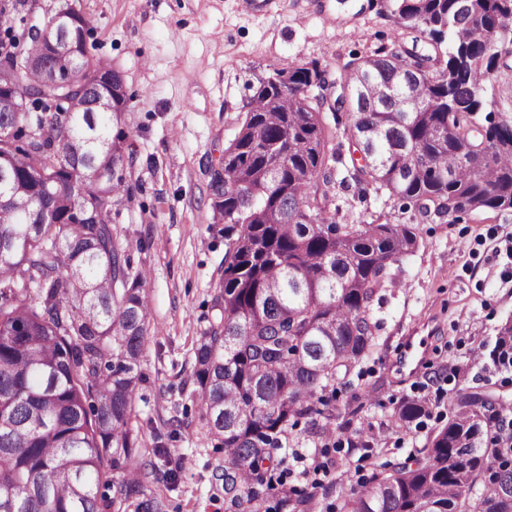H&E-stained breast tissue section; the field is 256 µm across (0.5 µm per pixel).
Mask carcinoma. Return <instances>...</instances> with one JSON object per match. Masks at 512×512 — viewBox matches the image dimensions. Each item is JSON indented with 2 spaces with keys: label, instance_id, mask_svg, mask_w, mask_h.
I'll use <instances>...</instances> for the list:
<instances>
[{
  "label": "carcinoma",
  "instance_id": "cac0c4a2",
  "mask_svg": "<svg viewBox=\"0 0 512 512\" xmlns=\"http://www.w3.org/2000/svg\"><path fill=\"white\" fill-rule=\"evenodd\" d=\"M396 23L430 38L433 53L376 52L353 64L347 99L360 154L353 178L386 188L420 213L512 209V121L486 129L483 165L462 159L470 125L512 34V0H391ZM27 0H0V59L39 55L24 21ZM40 28L72 55L55 83L38 71L0 77V95L22 93L39 112H0V512H109L144 493L121 472L136 441L129 428L150 329L147 277L112 236L122 203L124 118L66 112L112 68L90 55L87 21ZM324 82L316 63L291 62L259 81L246 118L209 171L224 216V268L192 376L202 418L224 448V495L259 512L298 419L329 435L326 393L373 346L372 306L390 268L417 246L410 224H338L328 216L332 163L321 113L309 94ZM112 167L108 194L92 175ZM512 368V322L490 351ZM507 404L459 393L448 424L423 457L384 463L344 512H512V421ZM429 414L403 399L397 427Z\"/></svg>",
  "mask_w": 512,
  "mask_h": 512
}]
</instances>
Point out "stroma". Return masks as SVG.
I'll return each mask as SVG.
<instances>
[{"instance_id": "obj_1", "label": "stroma", "mask_w": 512, "mask_h": 512, "mask_svg": "<svg viewBox=\"0 0 512 512\" xmlns=\"http://www.w3.org/2000/svg\"><path fill=\"white\" fill-rule=\"evenodd\" d=\"M90 22L88 47L122 75L124 176L128 194L112 233L132 267L147 272L151 310L131 428L132 476L160 512H231L224 452L190 393L194 346L207 326L213 285L224 265V226L211 204L208 167L222 158L249 109L251 88L290 62L318 63L339 94L351 63L410 46L390 0H279L269 13L238 0H75ZM491 113L476 125L512 120V53L487 84ZM336 163L328 207L339 224H411L417 247L390 269L372 307L375 344L336 391L341 423L319 435L309 419L283 449L287 482L308 498L297 512H341L375 465L418 455L448 422L463 390L512 405V370L496 367L487 345L512 321V210L422 215L387 190L353 179L348 112L322 115ZM432 406L411 428L393 424L402 399ZM186 425L172 431L171 416ZM374 435L372 447L354 442ZM322 468L304 474L297 454ZM185 467H178L179 459ZM174 480H164L168 470Z\"/></svg>"}]
</instances>
